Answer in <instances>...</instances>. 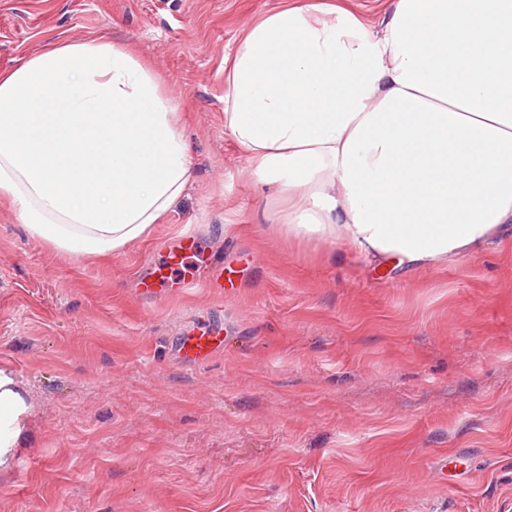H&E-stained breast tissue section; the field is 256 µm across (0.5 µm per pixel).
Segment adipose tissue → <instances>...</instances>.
<instances>
[{
  "instance_id": "1",
  "label": "adipose tissue",
  "mask_w": 512,
  "mask_h": 512,
  "mask_svg": "<svg viewBox=\"0 0 512 512\" xmlns=\"http://www.w3.org/2000/svg\"><path fill=\"white\" fill-rule=\"evenodd\" d=\"M224 84V127L287 197L288 240L393 271L512 242V0H394L376 24L306 0L246 32ZM191 180L172 96L111 38L0 72V199L56 254L149 239ZM28 410L0 369V469Z\"/></svg>"
}]
</instances>
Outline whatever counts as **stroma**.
<instances>
[{
    "label": "stroma",
    "instance_id": "stroma-1",
    "mask_svg": "<svg viewBox=\"0 0 512 512\" xmlns=\"http://www.w3.org/2000/svg\"><path fill=\"white\" fill-rule=\"evenodd\" d=\"M299 2L0 0V70L109 34L178 92L193 168L152 237L102 262L55 254L0 202V365L32 403L0 512H512V246L379 276L288 241L224 127L236 46ZM186 232L223 287L142 298ZM212 322L222 352L169 351Z\"/></svg>",
    "mask_w": 512,
    "mask_h": 512
}]
</instances>
